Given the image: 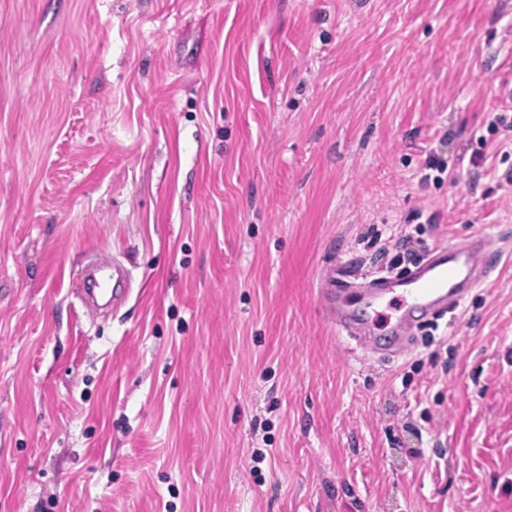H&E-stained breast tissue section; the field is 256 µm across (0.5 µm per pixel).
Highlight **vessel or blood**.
Instances as JSON below:
<instances>
[{
  "mask_svg": "<svg viewBox=\"0 0 512 512\" xmlns=\"http://www.w3.org/2000/svg\"><path fill=\"white\" fill-rule=\"evenodd\" d=\"M493 271L489 243L479 234L437 245L403 277L380 276L366 281L360 305L349 298L353 283L341 274L329 273L319 291V306L339 335L399 357L410 347L418 324L459 307L473 289L489 281ZM396 296L403 299V307L393 320L382 321L378 303Z\"/></svg>",
  "mask_w": 512,
  "mask_h": 512,
  "instance_id": "b4317fda",
  "label": "vessel or blood"
}]
</instances>
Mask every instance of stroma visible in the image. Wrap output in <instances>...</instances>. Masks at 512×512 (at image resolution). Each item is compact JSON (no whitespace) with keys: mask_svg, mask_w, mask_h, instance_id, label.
I'll list each match as a JSON object with an SVG mask.
<instances>
[{"mask_svg":"<svg viewBox=\"0 0 512 512\" xmlns=\"http://www.w3.org/2000/svg\"><path fill=\"white\" fill-rule=\"evenodd\" d=\"M475 234L403 357L322 317ZM0 512H512V0H0Z\"/></svg>","mask_w":512,"mask_h":512,"instance_id":"1","label":"stroma"}]
</instances>
